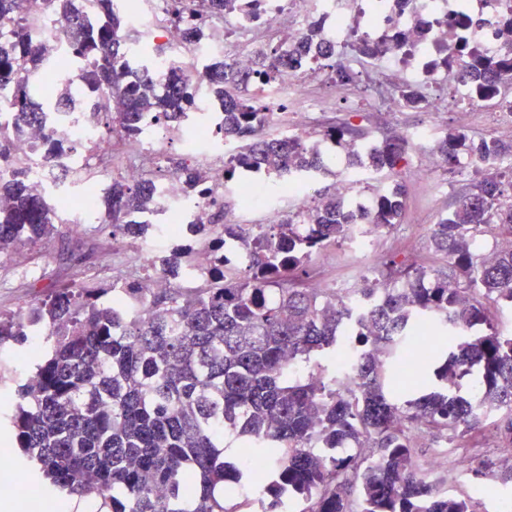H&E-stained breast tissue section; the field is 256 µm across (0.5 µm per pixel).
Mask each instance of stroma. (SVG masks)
I'll use <instances>...</instances> for the list:
<instances>
[{
  "label": "stroma",
  "mask_w": 512,
  "mask_h": 512,
  "mask_svg": "<svg viewBox=\"0 0 512 512\" xmlns=\"http://www.w3.org/2000/svg\"><path fill=\"white\" fill-rule=\"evenodd\" d=\"M303 94L319 102L320 110L310 120L311 133L315 136L329 127L348 122L378 142L395 132L409 133L426 126L431 128L436 141L451 128L465 129L472 137L480 138L494 134L498 119L493 112L467 114L455 108L436 114L405 107L390 114L375 110V90L365 71L356 84L346 86L335 85L325 73L310 74ZM400 180L406 189L401 222L373 242L364 261L350 263V247L346 244L328 247L324 256L315 258V268L323 270L338 287H345L359 274L375 277L382 261L389 257L428 271L445 267L443 257L427 247L429 231L447 212L453 196L466 188L467 177L443 171L435 179L426 181L415 174L414 163L409 160L402 165ZM74 250L86 253V261L80 264L69 261L68 255ZM133 261L127 238L113 236L111 230L102 231L90 224L76 234L70 226H62L47 251L35 255L27 267L18 266L10 253H0V315L7 317L28 310L36 301L51 295L60 284L111 280ZM41 346L40 338L33 336L24 345L0 350V373L6 377L8 389L27 381L35 364L33 354ZM503 448L496 425L491 421L481 432L459 439L454 449L447 447L444 439L431 435L423 440L424 457H431L437 449L443 452L445 491L452 496H471L478 501L480 512H499L503 496L512 495V483L501 485L499 495H486L480 485L455 480V462L462 456L500 462L505 456Z\"/></svg>",
  "instance_id": "obj_1"
}]
</instances>
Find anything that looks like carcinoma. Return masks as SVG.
Returning a JSON list of instances; mask_svg holds the SVG:
<instances>
[{
  "label": "carcinoma",
  "instance_id": "carcinoma-1",
  "mask_svg": "<svg viewBox=\"0 0 512 512\" xmlns=\"http://www.w3.org/2000/svg\"><path fill=\"white\" fill-rule=\"evenodd\" d=\"M103 21L63 29L57 41L69 60L57 64L63 97L37 91L47 48L31 39L24 0H0V20L12 22L10 48H0V85L12 88L11 111L34 120L66 112L82 83L101 88L94 112L111 114L107 99L124 101L119 125L102 135L131 141L141 118L159 121L195 112L196 91L182 62L170 59L167 93L154 90L151 60L127 62L140 43L115 0H87ZM205 12L239 10L242 0H185ZM44 9L68 17L74 0H43ZM171 27L191 42L201 29ZM329 59L322 32L313 28L288 51H262L242 74L217 64L210 97L222 106L224 137L238 149L225 175L252 162L274 176L290 169L329 172L306 145L285 146L266 136V113L254 105L253 83L271 86L279 70L308 52ZM484 95L512 111V58H486L464 46L441 58ZM402 106L425 103L422 87L399 90ZM352 166L363 165L357 146L364 134L343 124L325 131ZM410 148L386 139L371 155L377 179L365 186L368 211L352 209L350 195L319 198L296 223L256 230L226 224L224 231L249 244L252 272H229L219 282L194 287L175 283L161 291L133 288L146 300L130 309L115 286L63 285L21 317L0 319V348L44 334L47 353L35 378L17 390L10 422L19 448L60 494L87 497L97 512H237L228 500L252 482L248 464L260 459L266 477L254 492L253 512H283V490L299 499L298 512H477L470 501L441 490L444 479L418 464L409 431L453 441L483 429L491 418L512 445V330L505 332L489 305L512 309V252L494 260L474 249L477 238H512V140L475 139L448 130L430 147L448 172L461 154L475 158L472 182L434 225L429 244L448 271L397 267L367 280L358 293L365 314L334 288H307L312 259L331 243L351 239L354 224L390 230L400 223L405 188H388ZM0 193L14 197L0 209V253L24 258L59 234L54 197L29 195L22 173ZM141 200L138 189L112 180L103 223L127 235V214ZM354 348L351 373L341 379L336 359ZM472 477L512 480V465L482 460Z\"/></svg>",
  "mask_w": 512,
  "mask_h": 512
}]
</instances>
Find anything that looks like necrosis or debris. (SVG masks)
<instances>
[{"label": "necrosis or debris", "mask_w": 512, "mask_h": 512, "mask_svg": "<svg viewBox=\"0 0 512 512\" xmlns=\"http://www.w3.org/2000/svg\"><path fill=\"white\" fill-rule=\"evenodd\" d=\"M121 3L128 25L170 40L173 53L186 62V77L200 88L210 79L208 66L223 56H231L236 68L252 67L256 52L264 47L257 35L272 25L283 28L284 41L297 42L309 26L319 24L338 57L346 55L351 39H362L372 50L364 62L378 69L382 84L445 86L456 102L474 110L486 109L487 99L472 84L460 81L456 69L437 66L438 51L450 52L463 44L488 56H512V33L506 29L512 20V0H397L392 9L374 18L368 14L366 0H257L255 10L207 17L205 39L192 44L167 32L166 0ZM452 17L461 21L453 30L448 27ZM11 98L9 85H1L0 136L12 142L13 164L0 167V181L11 180L14 172L27 171L33 192L60 189V211L75 229L96 223L105 200V183L112 177L111 169L97 166L96 159L111 153L112 145L103 140L91 113L75 106L68 112L53 113L44 122L21 124L10 110ZM314 109V103L301 101L291 121L279 122L272 109L266 117L268 123L278 124L283 141L298 140L320 154H331L332 143L312 139L307 130V117ZM221 123L217 114L187 125L160 123L149 114L141 121L139 153L153 167H162L169 148L176 145L185 164L203 172L201 181L191 187L176 173L148 180L141 166L131 164L121 171L127 181H144L149 187L143 205L128 221L145 227L132 242L137 266L154 272L150 288L161 290L177 280L211 279L222 269L248 268L250 257L243 242L225 235L223 225L211 221L214 205L223 201L225 191L237 195L247 210L260 213L264 224L278 223L286 210L305 213L315 203L312 182L288 175L279 178L278 194L270 195V176L261 166L227 180L224 157L230 146L218 140ZM57 138L63 139L64 147L55 162H41L44 147ZM71 181L77 182L78 191L62 192V185ZM185 251L191 254L188 264L161 273L164 260Z\"/></svg>", "instance_id": "1"}]
</instances>
